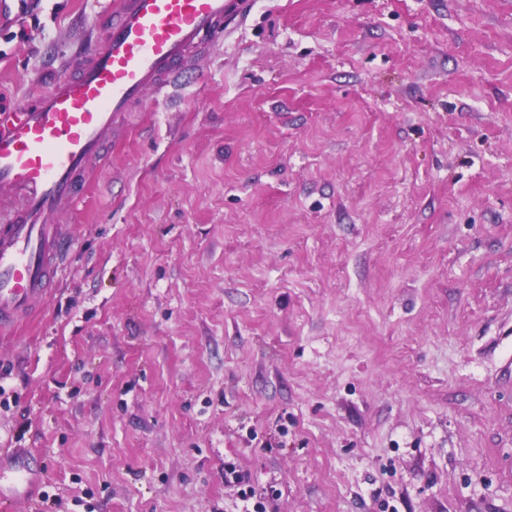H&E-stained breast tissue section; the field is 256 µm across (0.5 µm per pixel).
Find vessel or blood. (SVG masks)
I'll return each instance as SVG.
<instances>
[{"mask_svg":"<svg viewBox=\"0 0 512 512\" xmlns=\"http://www.w3.org/2000/svg\"><path fill=\"white\" fill-rule=\"evenodd\" d=\"M228 0H121L77 72L55 79L34 102L0 106V330L43 302L73 237L56 215L78 207V182L105 157L132 103L168 87L187 52L222 23ZM0 464V499L29 497L34 473L24 455Z\"/></svg>","mask_w":512,"mask_h":512,"instance_id":"b4317fda","label":"vessel or blood"}]
</instances>
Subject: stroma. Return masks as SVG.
<instances>
[{
  "label": "stroma",
  "instance_id": "stroma-1",
  "mask_svg": "<svg viewBox=\"0 0 512 512\" xmlns=\"http://www.w3.org/2000/svg\"><path fill=\"white\" fill-rule=\"evenodd\" d=\"M118 2L1 17L0 99ZM190 54L0 332V512H512V0H252ZM8 459L10 464L4 467L3 460ZM21 472V483L0 482V499L15 500L16 498H28L34 485V473L24 455L14 451L0 458L1 479L6 473Z\"/></svg>",
  "mask_w": 512,
  "mask_h": 512
}]
</instances>
